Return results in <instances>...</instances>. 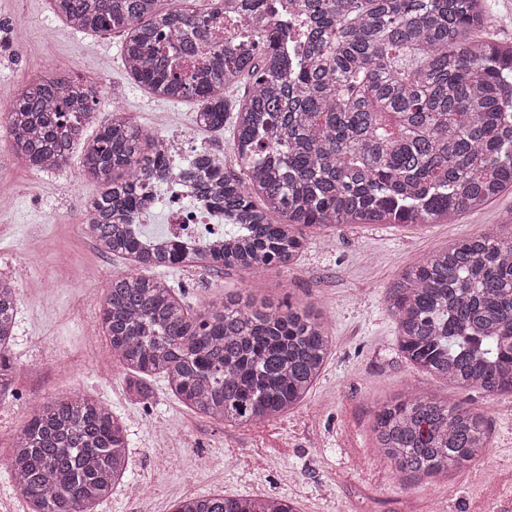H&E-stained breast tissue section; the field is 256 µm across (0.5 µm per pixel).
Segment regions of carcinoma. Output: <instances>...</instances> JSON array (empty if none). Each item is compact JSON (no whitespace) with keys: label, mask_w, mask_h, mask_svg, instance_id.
Masks as SVG:
<instances>
[{"label":"carcinoma","mask_w":512,"mask_h":512,"mask_svg":"<svg viewBox=\"0 0 512 512\" xmlns=\"http://www.w3.org/2000/svg\"><path fill=\"white\" fill-rule=\"evenodd\" d=\"M73 28L119 34L129 78L154 97L195 99L209 128L233 119L237 168L208 153L172 170L155 135L120 108L80 168L101 186L89 211L101 251L128 260L99 308L109 355L136 402L148 381L201 417L269 422L301 405L332 352L321 313L227 295L201 313L151 271L172 265L248 271L296 264L305 228L438 224L512 188V45L466 38L492 27L485 0H240L251 41L211 47L206 30L226 0H51ZM311 18L298 38L286 8ZM246 80L229 108L227 91ZM97 99L59 76L24 83L8 106L13 154L62 168ZM193 185L245 231L201 250L148 248L130 229L158 169ZM386 310L404 358L458 388L512 394V224L433 251L388 289ZM18 297L0 280V352L15 333ZM375 448L401 479L478 461L489 427L471 407L411 393L383 407ZM122 422L76 393L48 401L16 436L10 462L30 512H93L128 467ZM174 512H297L284 497L179 499Z\"/></svg>","instance_id":"carcinoma-1"}]
</instances>
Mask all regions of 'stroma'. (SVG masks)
Here are the masks:
<instances>
[{"label": "stroma", "mask_w": 512, "mask_h": 512, "mask_svg": "<svg viewBox=\"0 0 512 512\" xmlns=\"http://www.w3.org/2000/svg\"><path fill=\"white\" fill-rule=\"evenodd\" d=\"M18 41L24 51L9 52ZM121 46V37L73 30L50 0H0V108L14 100L21 82L56 74L100 95L85 139L110 121L117 102L142 128H189L196 141L230 149L231 127L195 129L197 102L158 99L133 84ZM79 169L76 155L58 171L31 169L0 138V279L10 281L20 299L9 351L15 394L0 401V512H29L9 475L13 438L46 401L78 391L121 417L130 441L127 473L95 512H141L148 501L155 512H173L180 498L214 493L286 497L299 512H512V395L457 389L411 365L398 351L396 325L385 310L389 286L408 265L511 222L512 191L447 223L307 230L306 247L287 270L157 269L183 290L194 313L241 292L298 300L327 318L332 353L304 403L272 422L238 427L195 415L160 377L152 404L136 403L121 364L100 362L105 338L98 308L79 298L103 297L112 274L128 263L102 254L89 225L73 218L74 198L100 192L80 179ZM35 224L54 240L53 252L31 248ZM413 390L485 416L490 446L480 461L422 481L392 478L373 445L372 425L382 406ZM257 455L269 460L268 470L254 469ZM288 471L298 473V482L283 480Z\"/></svg>", "instance_id": "stroma-1"}]
</instances>
